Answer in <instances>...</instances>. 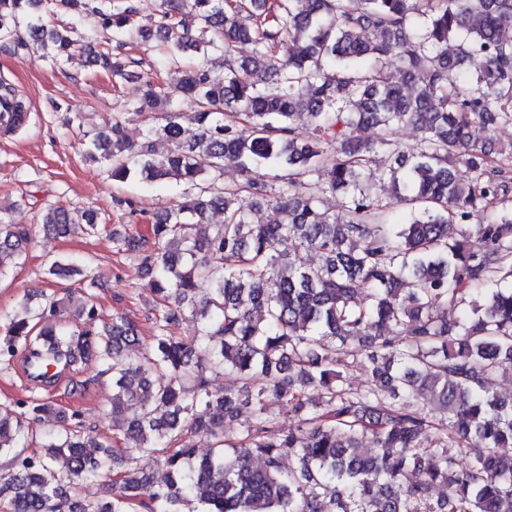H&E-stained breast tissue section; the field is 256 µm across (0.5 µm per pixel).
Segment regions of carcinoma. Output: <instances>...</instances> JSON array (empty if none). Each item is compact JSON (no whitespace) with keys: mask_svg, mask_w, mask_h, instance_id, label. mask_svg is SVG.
Listing matches in <instances>:
<instances>
[{"mask_svg":"<svg viewBox=\"0 0 512 512\" xmlns=\"http://www.w3.org/2000/svg\"><path fill=\"white\" fill-rule=\"evenodd\" d=\"M158 2L143 21L134 0H0V43L56 64L80 49L76 25L46 20L58 10L93 16L119 49L154 39L171 64L199 60L183 71L180 97L148 82L140 101L124 102L155 119L146 142H131L117 119L83 132L85 158L112 180L181 187L176 209L146 236L110 229L92 210L49 205L41 217L48 236L107 229L138 260L155 308L150 341L123 316L99 325L90 293L72 319L53 296L0 317L1 366L21 360L36 390L96 362L112 378L114 425L134 445L73 411L30 452L31 424L55 402L0 403V512H512V468L499 462L512 447V397L490 390L494 377H512V148L494 150L512 129V0ZM241 42L253 45L243 60L230 54ZM94 62L130 77L106 47ZM2 99L14 111L0 112V133H16L26 105L6 83ZM185 119L197 126L192 140ZM404 124L419 132L411 154L395 140ZM476 124L488 132L481 146ZM366 126L377 138L359 136ZM152 137L170 144L166 154L151 153ZM228 161L241 183L224 185ZM370 179L417 206L408 223H384ZM243 193L273 219L254 223ZM329 195L343 199L341 212L325 208ZM216 208L224 223H207ZM27 241L0 207V278L24 263ZM304 251L321 262L301 263ZM47 274L94 287L70 258L48 260ZM187 313L190 343L176 333ZM353 367L366 387L340 383ZM220 372L242 389L212 391L208 374ZM243 407L250 418L231 436ZM277 407L297 424L283 428ZM196 437L210 445L202 457ZM467 449L474 458L458 463ZM287 454L295 467L283 466ZM85 481L105 496L82 500Z\"/></svg>","mask_w":512,"mask_h":512,"instance_id":"carcinoma-1","label":"carcinoma"}]
</instances>
